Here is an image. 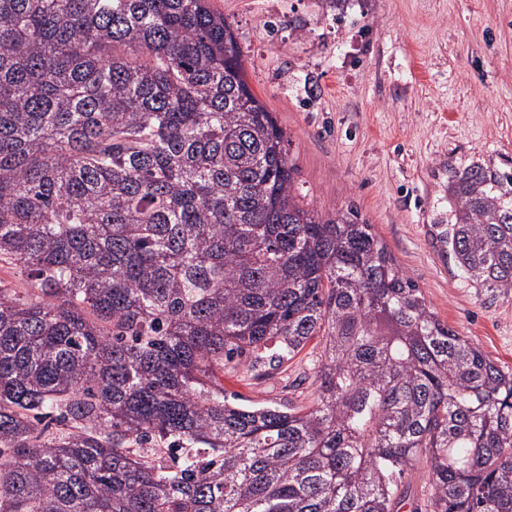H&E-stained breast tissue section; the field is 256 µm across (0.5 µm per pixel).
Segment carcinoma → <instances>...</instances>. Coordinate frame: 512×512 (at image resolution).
<instances>
[{
    "instance_id": "1",
    "label": "carcinoma",
    "mask_w": 512,
    "mask_h": 512,
    "mask_svg": "<svg viewBox=\"0 0 512 512\" xmlns=\"http://www.w3.org/2000/svg\"><path fill=\"white\" fill-rule=\"evenodd\" d=\"M288 145L211 0H0V512H512V370ZM448 203L511 291L512 172ZM318 335L310 407L224 391Z\"/></svg>"
}]
</instances>
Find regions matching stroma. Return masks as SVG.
<instances>
[{
  "label": "stroma",
  "mask_w": 512,
  "mask_h": 512,
  "mask_svg": "<svg viewBox=\"0 0 512 512\" xmlns=\"http://www.w3.org/2000/svg\"><path fill=\"white\" fill-rule=\"evenodd\" d=\"M247 81L290 142L306 200L372 226L439 318L512 369V290L465 279L439 234L448 179L512 171V0H214ZM314 338L258 381L225 370L253 405L306 407Z\"/></svg>",
  "instance_id": "1"
}]
</instances>
